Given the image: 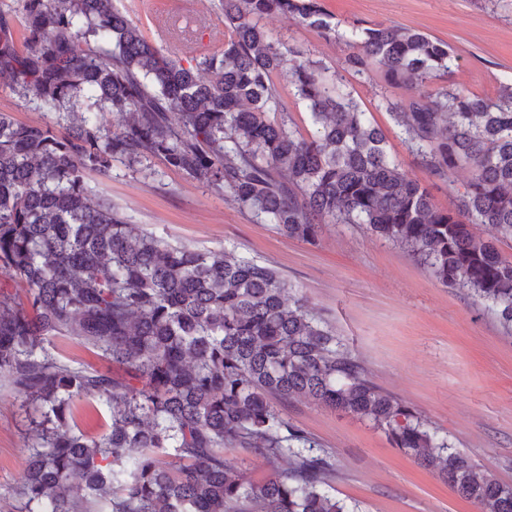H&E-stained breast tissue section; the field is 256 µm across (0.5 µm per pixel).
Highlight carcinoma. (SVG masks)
I'll list each match as a JSON object with an SVG mask.
<instances>
[{"label": "carcinoma", "mask_w": 512, "mask_h": 512, "mask_svg": "<svg viewBox=\"0 0 512 512\" xmlns=\"http://www.w3.org/2000/svg\"><path fill=\"white\" fill-rule=\"evenodd\" d=\"M20 2L23 46L0 13V77L40 109L87 101L71 133L0 112V276L25 285L23 297L0 287V377L28 421L22 512H356L326 490L335 459L280 409L302 398L357 414L438 465L477 512H512V486L380 389L276 270L159 238L87 182L116 159L159 157L293 240L361 224L512 328V260L472 230L512 238V87L495 98L434 87L458 65L447 43L403 27L352 31L343 70L378 65L389 85L413 89L382 105L417 161L441 181L470 169L455 208L441 210L340 71L298 59L259 24L280 13L334 35L320 0H220L224 45L194 68L114 0ZM284 71L316 126L310 139L269 118L282 111ZM108 112L125 124L109 129ZM58 337L112 368L70 365L51 351ZM81 404L106 410L101 435L79 429ZM228 447L268 475L252 479Z\"/></svg>", "instance_id": "1"}]
</instances>
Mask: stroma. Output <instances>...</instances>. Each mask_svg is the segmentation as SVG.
<instances>
[{"label":"stroma","instance_id":"35a3bbf8","mask_svg":"<svg viewBox=\"0 0 512 512\" xmlns=\"http://www.w3.org/2000/svg\"><path fill=\"white\" fill-rule=\"evenodd\" d=\"M173 0H115L165 54L190 65L179 40L157 26ZM199 45L224 42L218 0H193ZM338 39H328L296 18L272 14L262 25L301 58L340 68L350 48L341 35L352 27L402 26L447 42L458 66L438 85L492 98L512 84V0H323ZM345 82L402 169L451 208L455 190L470 176L459 168L442 182L410 154L382 96L405 100L408 87H388L380 67L345 74ZM0 112L19 123L56 129L58 112L36 108L0 79ZM89 183L112 199L130 223L157 237L200 250L227 248L269 266L295 285L310 310L334 329L383 391L412 407L453 446L503 484L512 485V332L467 289L447 287L404 249L360 224L322 225L315 242L280 235L258 224L233 197L151 159L145 171L113 162ZM288 420L336 460L328 491L362 512H475L448 488L437 469L405 455L385 433L356 415L300 399L285 404ZM24 424L0 380V512L19 507L26 451Z\"/></svg>","mask_w":512,"mask_h":512}]
</instances>
